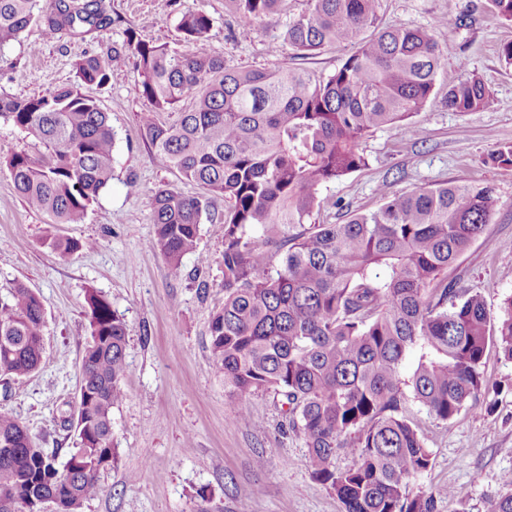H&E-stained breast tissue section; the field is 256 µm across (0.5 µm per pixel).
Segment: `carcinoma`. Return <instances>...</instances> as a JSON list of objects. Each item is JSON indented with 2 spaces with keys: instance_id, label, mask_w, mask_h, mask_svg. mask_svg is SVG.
<instances>
[{
  "instance_id": "carcinoma-1",
  "label": "carcinoma",
  "mask_w": 512,
  "mask_h": 512,
  "mask_svg": "<svg viewBox=\"0 0 512 512\" xmlns=\"http://www.w3.org/2000/svg\"><path fill=\"white\" fill-rule=\"evenodd\" d=\"M284 0H225L242 25L281 11ZM290 19L288 46L312 55L336 45L352 53L318 80L281 66L237 70L220 56L175 51L133 31L107 47L137 57L152 109L139 126L153 156L204 193L171 187L154 193L150 247L173 272L196 252L203 215L224 198V304L209 327L213 363L235 418L250 421V397H281L288 430L308 451L315 480L344 512H436L433 497L411 479L432 452L406 415L413 401L448 422L475 408L485 390L482 366L495 348L512 361V298L491 317L481 295L457 287L448 269L484 232L498 199L489 187L452 182L396 194L343 224L309 223L319 187L366 166L365 142L376 130L400 129L436 92L445 53L436 26L377 27L380 0H307ZM0 0V47L33 24L51 39L76 28L111 24L101 0ZM202 11L181 15L186 43L207 34ZM77 82L28 98L0 95V117L42 144L35 155L11 152L8 170L26 205L53 224H81L112 179L116 133L82 87L109 80L104 59L76 63ZM172 124L157 113L185 99ZM448 108L486 110L494 96L475 76L448 85ZM60 256L94 242L50 236ZM90 334L83 349L76 412L62 419L75 447L63 467L13 416L0 414V512H35L60 501L83 512L100 492L98 474L114 459L112 411L124 398L127 324L97 290L86 292ZM45 314L22 283L0 294V377L18 380L44 363ZM419 351L407 377L406 355ZM341 454L355 456L345 469ZM489 512H512V472Z\"/></svg>"
}]
</instances>
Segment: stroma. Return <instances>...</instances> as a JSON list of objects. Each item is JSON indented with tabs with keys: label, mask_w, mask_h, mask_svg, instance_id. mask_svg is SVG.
<instances>
[{
	"label": "stroma",
	"mask_w": 512,
	"mask_h": 512,
	"mask_svg": "<svg viewBox=\"0 0 512 512\" xmlns=\"http://www.w3.org/2000/svg\"><path fill=\"white\" fill-rule=\"evenodd\" d=\"M112 23L82 35L43 36L31 25L0 49V95L29 97L76 80L75 63L122 42L127 30L142 39L200 55L224 57L239 69L284 64L328 78L349 49L333 46L298 57L282 32L307 0H285L279 15L247 28L224 0H103ZM203 11L211 19L205 38L183 44L181 15ZM441 20L437 39L447 55L440 92L405 129H380L365 143L368 164L324 183L310 218L342 224L352 214L376 210L380 185L406 193L442 182L491 186L497 210L483 234L460 256L448 277L476 290L492 316L512 297V166L490 156L512 145V65L501 50L512 42V21L491 0H380L379 23L426 27ZM109 81L84 92L108 112L117 133L112 179L81 224H51L17 194L0 165V291L22 283L40 297L46 314L45 363L38 373L0 388V413L14 416L56 449L65 463L73 438L59 426L72 412L89 335L85 293L104 295L127 323L125 397L112 412L115 458L101 470L100 493L84 512H342L333 491L309 470L307 450L282 428L273 394L250 400L252 420L233 421L235 401L210 356L209 324L224 302L223 200L200 228L197 254L172 272L148 246L153 235V190L174 187L201 194L175 169L160 166L141 136L139 115L150 108L132 53L109 61ZM477 75L501 106L461 114L448 109L442 89ZM92 240L94 248L63 257L45 243L50 235ZM209 258L197 262L198 254ZM489 390L478 409L441 422L408 404L407 414L432 451V465L413 484L432 495L437 512H488L512 472V361L496 350L484 359ZM459 498L448 496L449 489Z\"/></svg>",
	"instance_id": "stroma-1"
}]
</instances>
